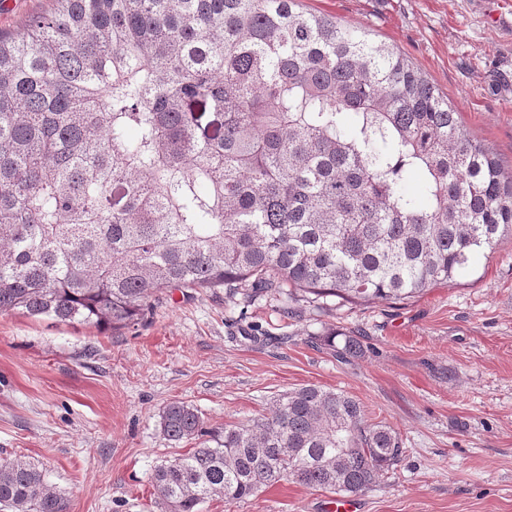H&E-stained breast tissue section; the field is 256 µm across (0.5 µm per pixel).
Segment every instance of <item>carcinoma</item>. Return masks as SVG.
Segmentation results:
<instances>
[{
    "label": "carcinoma",
    "instance_id": "1",
    "mask_svg": "<svg viewBox=\"0 0 512 512\" xmlns=\"http://www.w3.org/2000/svg\"><path fill=\"white\" fill-rule=\"evenodd\" d=\"M512 229V170L398 52L299 0H53L0 37V311L124 327L168 288L400 303ZM363 353L346 336L336 357ZM155 469L169 512L292 479L370 490L403 454L359 400L305 385ZM0 512H68L22 460Z\"/></svg>",
    "mask_w": 512,
    "mask_h": 512
}]
</instances>
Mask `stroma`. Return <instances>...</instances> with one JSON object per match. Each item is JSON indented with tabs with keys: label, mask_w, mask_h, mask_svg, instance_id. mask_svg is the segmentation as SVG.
Wrapping results in <instances>:
<instances>
[{
	"label": "stroma",
	"mask_w": 512,
	"mask_h": 512,
	"mask_svg": "<svg viewBox=\"0 0 512 512\" xmlns=\"http://www.w3.org/2000/svg\"><path fill=\"white\" fill-rule=\"evenodd\" d=\"M368 31L440 92L464 129L512 168V0H303ZM49 0H0V34ZM266 338L250 340L252 329ZM362 335L337 361L314 337ZM304 385L359 399L405 452L359 512H512V239L474 275L403 303L244 301L223 289H172L126 328L0 312V460L43 471L70 512H168L151 482L183 453L160 413L186 402L210 428L267 412ZM328 492L290 480L257 495L214 496L199 512H322Z\"/></svg>",
	"instance_id": "obj_1"
}]
</instances>
